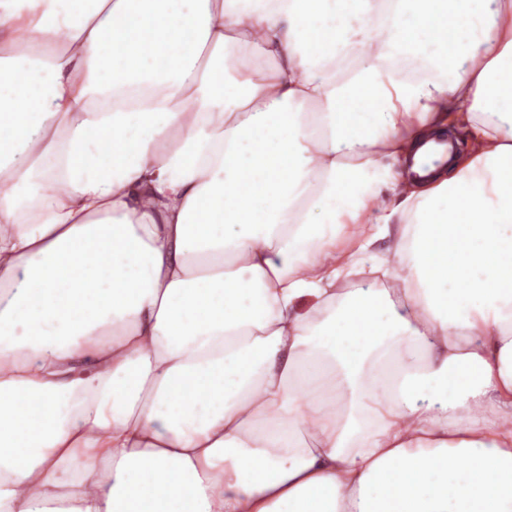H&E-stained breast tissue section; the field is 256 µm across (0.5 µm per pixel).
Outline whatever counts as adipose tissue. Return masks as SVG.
Segmentation results:
<instances>
[{"instance_id": "adipose-tissue-1", "label": "adipose tissue", "mask_w": 512, "mask_h": 512, "mask_svg": "<svg viewBox=\"0 0 512 512\" xmlns=\"http://www.w3.org/2000/svg\"><path fill=\"white\" fill-rule=\"evenodd\" d=\"M75 2L0 0V512H512V0Z\"/></svg>"}]
</instances>
